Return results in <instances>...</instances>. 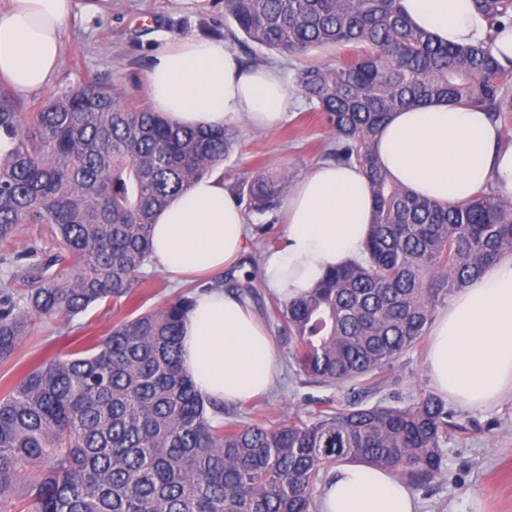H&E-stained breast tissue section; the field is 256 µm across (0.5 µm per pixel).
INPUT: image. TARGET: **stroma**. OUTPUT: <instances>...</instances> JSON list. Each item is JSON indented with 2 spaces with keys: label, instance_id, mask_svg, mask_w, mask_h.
I'll return each mask as SVG.
<instances>
[{
  "label": "stroma",
  "instance_id": "obj_1",
  "mask_svg": "<svg viewBox=\"0 0 512 512\" xmlns=\"http://www.w3.org/2000/svg\"><path fill=\"white\" fill-rule=\"evenodd\" d=\"M183 37L223 40L224 0H112L110 12L79 17L66 26L62 60L52 83L24 97L23 103L31 105L98 77L121 88L129 103L148 104L146 71L165 44ZM296 65L292 59L281 67L290 82L287 118L270 132L238 124V145L220 166L227 190H234L244 178L260 170L276 173L284 169L289 179L295 180L329 161L336 141L294 85ZM246 221L247 249L224 275L239 282L245 272H255L249 303L269 326L273 323L270 303L274 292L265 282L263 258L270 249L259 228L271 225L273 235L282 239L286 226L276 211L263 215L250 212ZM188 289V284L170 281L149 263L142 269L140 286L132 299L92 306L67 324H35L16 354L0 361V392L42 354L69 351L76 338L104 335L126 314L160 308ZM274 341L283 358L275 386L266 394L226 405L225 419L246 423L259 417L276 424L296 412L307 415L314 408V400L339 396V388L297 375L287 340L278 335ZM427 350V344L422 343L404 353L385 373L380 389L369 393L367 404L380 400L408 404L420 393L434 391L425 366ZM448 407L458 429L445 447V476L430 487H412L418 512H512V394L483 408L466 407L453 400Z\"/></svg>",
  "mask_w": 512,
  "mask_h": 512
}]
</instances>
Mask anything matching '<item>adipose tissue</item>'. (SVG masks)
<instances>
[{
    "mask_svg": "<svg viewBox=\"0 0 512 512\" xmlns=\"http://www.w3.org/2000/svg\"><path fill=\"white\" fill-rule=\"evenodd\" d=\"M409 18L440 42L487 40L512 65V26L489 30L473 0H401ZM74 0H10L0 10V79L25 96L47 87L58 68L63 29ZM154 111L190 127L246 121L278 125L288 110L280 70L244 68L224 43L186 37L168 43L145 77ZM482 110L438 100L393 113L374 150L394 181L442 202L492 185L512 198V146ZM282 249L266 256L269 288L285 299L306 294L330 270L362 257L372 222L367 177L358 166L324 163L288 189ZM240 206L213 171L177 196L152 231L151 258L172 280L216 276L246 249ZM181 358L198 391L239 402L268 391L281 359L251 306L221 288L199 293L185 323ZM435 386L469 406L512 391V257L474 277L436 318L427 356ZM321 512H415L408 489L392 473L343 463L331 470Z\"/></svg>",
    "mask_w": 512,
    "mask_h": 512,
    "instance_id": "1",
    "label": "adipose tissue"
}]
</instances>
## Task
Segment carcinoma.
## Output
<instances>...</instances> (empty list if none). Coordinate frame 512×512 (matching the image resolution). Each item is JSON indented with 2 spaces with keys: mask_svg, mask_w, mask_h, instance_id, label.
I'll use <instances>...</instances> for the list:
<instances>
[{
  "mask_svg": "<svg viewBox=\"0 0 512 512\" xmlns=\"http://www.w3.org/2000/svg\"><path fill=\"white\" fill-rule=\"evenodd\" d=\"M494 29L512 0H474ZM224 38L283 59L352 47L296 83L336 138L333 159L367 175L366 257L328 272L304 297L274 299L297 370L351 396L304 420H224L181 367L193 299L127 315L105 335L46 357L0 395V512H320L329 469L356 462L416 486L444 473L448 403L424 392L399 406L361 395L419 344L436 307L512 256V200L489 187L456 202L392 180L373 140L393 112L448 100L512 114V67L490 48L451 47L415 25L400 0H224ZM237 130L174 124L128 107L106 83L64 90L31 111L0 85V246L45 224L46 259L0 281V360L33 321L70 322L138 287L156 216L227 159ZM285 174L244 180L249 208L275 209Z\"/></svg>",
  "mask_w": 512,
  "mask_h": 512,
  "instance_id": "cac0c4a2",
  "label": "carcinoma"
}]
</instances>
